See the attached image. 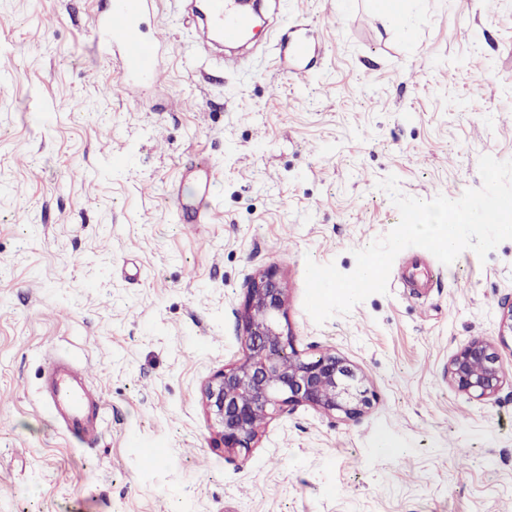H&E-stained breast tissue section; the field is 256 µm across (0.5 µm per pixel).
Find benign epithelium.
<instances>
[{
  "label": "benign epithelium",
  "instance_id": "obj_1",
  "mask_svg": "<svg viewBox=\"0 0 512 512\" xmlns=\"http://www.w3.org/2000/svg\"><path fill=\"white\" fill-rule=\"evenodd\" d=\"M286 303L276 273L252 282L240 311L243 357L203 388L207 413L226 448L252 447L267 420L287 408L304 404L356 419L371 407L364 377L346 359L332 353L303 359L293 349L280 321ZM448 379L457 391L479 399L497 394L503 375L495 344L468 342L448 363Z\"/></svg>",
  "mask_w": 512,
  "mask_h": 512
}]
</instances>
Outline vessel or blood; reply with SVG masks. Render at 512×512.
<instances>
[{
    "label": "vessel or blood",
    "mask_w": 512,
    "mask_h": 512,
    "mask_svg": "<svg viewBox=\"0 0 512 512\" xmlns=\"http://www.w3.org/2000/svg\"><path fill=\"white\" fill-rule=\"evenodd\" d=\"M155 0H109L94 29L103 50L119 58L125 81L145 84L154 81L159 65L155 58V39L144 34V18L153 10ZM199 27L203 40L218 38L227 44L241 42L248 32L252 17L240 9L238 0H204ZM282 58L302 62L309 58L312 47L305 39L281 40ZM406 283L413 288L431 287L434 275L419 257H410L405 273ZM49 387L46 398L67 432L82 440H93L100 434L97 397L91 392L77 366L63 360L51 361L46 368Z\"/></svg>",
    "instance_id": "obj_1"
}]
</instances>
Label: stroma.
Listing matches in <instances>:
<instances>
[{"label":"stroma","mask_w":512,"mask_h":512,"mask_svg":"<svg viewBox=\"0 0 512 512\" xmlns=\"http://www.w3.org/2000/svg\"><path fill=\"white\" fill-rule=\"evenodd\" d=\"M103 4L0 9V512H512V239L435 263L421 293L397 259L350 314L304 307L306 259L351 273L398 224L379 180L430 200L481 187V155L512 159V0H405L397 25L368 0H267L237 71L157 0L164 73L142 86L101 53ZM297 25L317 44L301 73L277 62ZM190 166L214 176L211 223L177 216ZM266 270L294 349L344 357L374 399L355 420L296 406L231 450L202 388L242 358L238 311ZM475 338L501 358L489 399L448 382ZM52 358L99 396L95 441L46 404Z\"/></svg>","instance_id":"obj_1"}]
</instances>
